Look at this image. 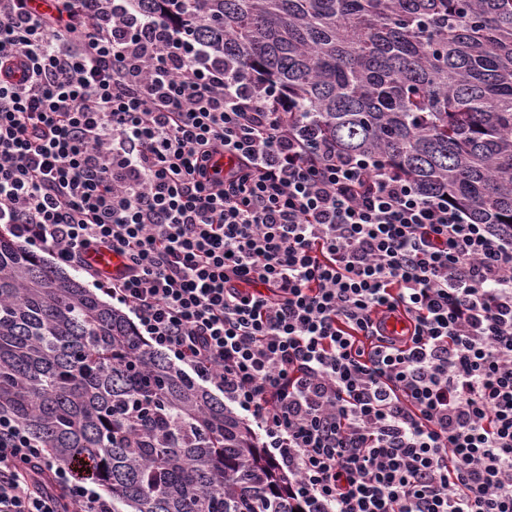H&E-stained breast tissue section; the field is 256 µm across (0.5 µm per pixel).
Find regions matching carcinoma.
<instances>
[{
	"instance_id": "cac0c4a2",
	"label": "carcinoma",
	"mask_w": 512,
	"mask_h": 512,
	"mask_svg": "<svg viewBox=\"0 0 512 512\" xmlns=\"http://www.w3.org/2000/svg\"><path fill=\"white\" fill-rule=\"evenodd\" d=\"M191 21L183 0H139ZM194 33L350 154H375L476 224L512 227V0H202ZM0 412L112 512H290L224 401L126 317L0 227Z\"/></svg>"
}]
</instances>
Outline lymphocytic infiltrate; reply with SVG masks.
<instances>
[{"label": "lymphocytic infiltrate", "instance_id": "lymphocytic-infiltrate-1", "mask_svg": "<svg viewBox=\"0 0 512 512\" xmlns=\"http://www.w3.org/2000/svg\"><path fill=\"white\" fill-rule=\"evenodd\" d=\"M0 224L222 393L296 512H512V231L342 152L168 16L0 0ZM0 512L112 499L0 414Z\"/></svg>", "mask_w": 512, "mask_h": 512}]
</instances>
